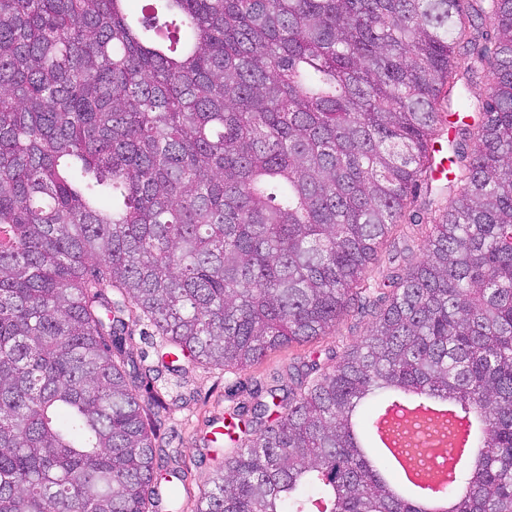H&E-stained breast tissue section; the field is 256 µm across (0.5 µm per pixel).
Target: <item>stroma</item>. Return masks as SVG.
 Returning a JSON list of instances; mask_svg holds the SVG:
<instances>
[{
  "label": "stroma",
  "instance_id": "35a3bbf8",
  "mask_svg": "<svg viewBox=\"0 0 512 512\" xmlns=\"http://www.w3.org/2000/svg\"><path fill=\"white\" fill-rule=\"evenodd\" d=\"M430 200L444 207L448 204V195L419 188L414 206L417 223L400 225L392 239L383 245L384 251L397 254V264L385 259L378 262L371 273V283H382L395 266L409 267L420 261L431 228L426 206ZM370 322L367 316H345L328 335L269 352L244 371L199 366L180 375L165 374L166 392L187 397L186 402L170 405L158 417L160 445L176 456L186 472L185 512H192L201 493L211 488L229 453L224 443H210L211 431L227 424L237 406L265 398V390L273 381H281L284 389H291L292 383L286 376L289 366L302 368L315 363L325 368L334 364L349 346L365 336Z\"/></svg>",
  "mask_w": 512,
  "mask_h": 512
}]
</instances>
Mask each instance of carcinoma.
Listing matches in <instances>:
<instances>
[{"label": "carcinoma", "instance_id": "cac0c4a2", "mask_svg": "<svg viewBox=\"0 0 512 512\" xmlns=\"http://www.w3.org/2000/svg\"><path fill=\"white\" fill-rule=\"evenodd\" d=\"M131 2L0 0V512L179 506L132 328L158 375L329 334L442 125L423 259L334 365L236 410L195 512H512V0ZM385 393L482 423L434 503L359 445ZM159 341V337L153 336L149 326L141 324L133 328L132 334L127 340V348L138 362L141 360L144 368L153 367L158 365Z\"/></svg>", "mask_w": 512, "mask_h": 512}]
</instances>
